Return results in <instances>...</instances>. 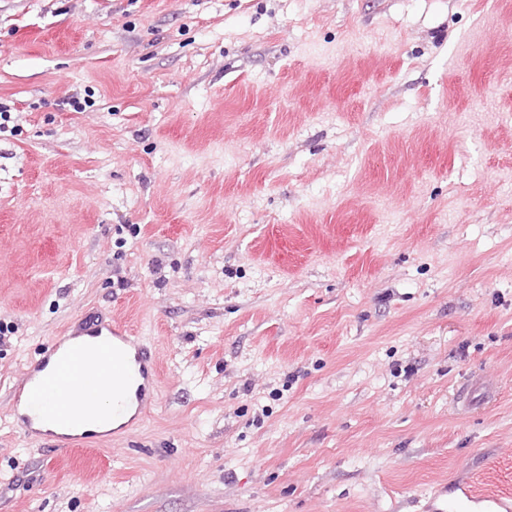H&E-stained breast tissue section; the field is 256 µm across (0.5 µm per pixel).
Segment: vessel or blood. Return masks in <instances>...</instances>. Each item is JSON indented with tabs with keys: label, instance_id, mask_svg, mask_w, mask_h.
<instances>
[{
	"label": "vessel or blood",
	"instance_id": "vessel-or-blood-1",
	"mask_svg": "<svg viewBox=\"0 0 512 512\" xmlns=\"http://www.w3.org/2000/svg\"><path fill=\"white\" fill-rule=\"evenodd\" d=\"M84 340L53 339L42 356L25 365L21 385L26 413L14 420L25 435L63 450L91 443L89 433L76 432L79 413H94L104 395L112 397V417L124 419L130 406L144 408L159 375L156 358L118 322L100 320L83 330ZM49 417L53 430L39 426ZM435 512H512V498L484 495L472 488L439 495Z\"/></svg>",
	"mask_w": 512,
	"mask_h": 512
}]
</instances>
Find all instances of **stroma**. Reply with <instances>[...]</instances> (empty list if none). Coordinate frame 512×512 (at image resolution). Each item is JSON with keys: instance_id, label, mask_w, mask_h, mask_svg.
<instances>
[{"instance_id": "1", "label": "stroma", "mask_w": 512, "mask_h": 512, "mask_svg": "<svg viewBox=\"0 0 512 512\" xmlns=\"http://www.w3.org/2000/svg\"><path fill=\"white\" fill-rule=\"evenodd\" d=\"M0 107V512L512 495V0H0ZM105 314L152 403L26 438Z\"/></svg>"}]
</instances>
